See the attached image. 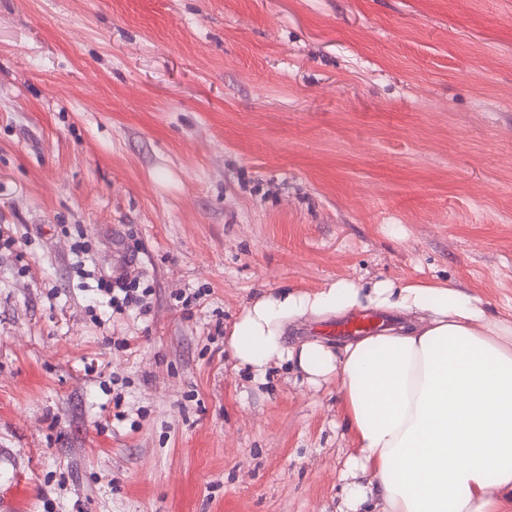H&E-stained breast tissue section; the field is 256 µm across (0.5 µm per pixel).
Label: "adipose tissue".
<instances>
[{
  "instance_id": "adipose-tissue-1",
  "label": "adipose tissue",
  "mask_w": 512,
  "mask_h": 512,
  "mask_svg": "<svg viewBox=\"0 0 512 512\" xmlns=\"http://www.w3.org/2000/svg\"><path fill=\"white\" fill-rule=\"evenodd\" d=\"M390 326L337 347L288 342L291 327L353 311ZM227 346L254 378L288 362L335 383L350 435L339 512H501L512 502V319L441 282L341 278L270 290L244 307Z\"/></svg>"
}]
</instances>
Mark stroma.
<instances>
[{
	"label": "stroma",
	"mask_w": 512,
	"mask_h": 512,
	"mask_svg": "<svg viewBox=\"0 0 512 512\" xmlns=\"http://www.w3.org/2000/svg\"><path fill=\"white\" fill-rule=\"evenodd\" d=\"M0 232V496L337 512L335 384L224 338L339 278L512 318V0H0ZM136 288V281H127L126 278H118L115 280H109L100 278L97 282V291L103 298H107V304L114 310H126V308L136 307L139 308L141 313H147V302L144 303V298L151 294V288H141V294L139 293L138 282Z\"/></svg>",
	"instance_id": "stroma-1"
}]
</instances>
